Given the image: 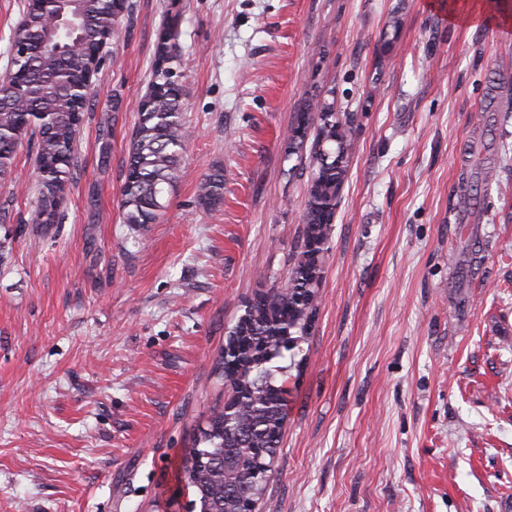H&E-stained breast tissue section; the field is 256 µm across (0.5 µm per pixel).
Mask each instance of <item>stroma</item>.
I'll list each match as a JSON object with an SVG mask.
<instances>
[{"label":"stroma","mask_w":512,"mask_h":512,"mask_svg":"<svg viewBox=\"0 0 512 512\" xmlns=\"http://www.w3.org/2000/svg\"><path fill=\"white\" fill-rule=\"evenodd\" d=\"M170 2L128 0L57 223L33 142L0 179V512H190L226 332L300 251L311 152L288 136L315 92L353 144L257 510L512 512V0H178L186 141L137 227L122 165ZM200 200L206 206L216 204L224 198V173L216 170L204 176L199 185Z\"/></svg>","instance_id":"stroma-1"}]
</instances>
